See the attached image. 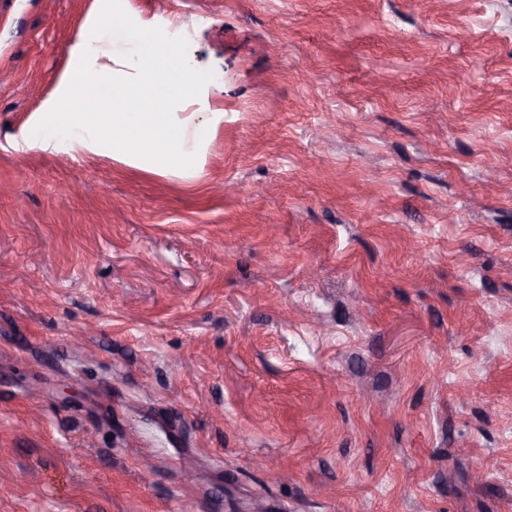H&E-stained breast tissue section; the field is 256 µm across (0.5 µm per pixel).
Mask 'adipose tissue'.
Here are the masks:
<instances>
[{
	"label": "adipose tissue",
	"instance_id": "obj_1",
	"mask_svg": "<svg viewBox=\"0 0 512 512\" xmlns=\"http://www.w3.org/2000/svg\"><path fill=\"white\" fill-rule=\"evenodd\" d=\"M39 108L8 132L17 152L94 155L191 181L224 126V76L200 66L180 27L130 0H96Z\"/></svg>",
	"mask_w": 512,
	"mask_h": 512
}]
</instances>
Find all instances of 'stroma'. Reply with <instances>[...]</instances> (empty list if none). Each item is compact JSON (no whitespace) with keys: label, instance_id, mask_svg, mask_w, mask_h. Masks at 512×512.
<instances>
[{"label":"stroma","instance_id":"obj_1","mask_svg":"<svg viewBox=\"0 0 512 512\" xmlns=\"http://www.w3.org/2000/svg\"><path fill=\"white\" fill-rule=\"evenodd\" d=\"M132 2L224 127L0 147V512H512V0ZM93 3L0 0V136Z\"/></svg>","mask_w":512,"mask_h":512}]
</instances>
